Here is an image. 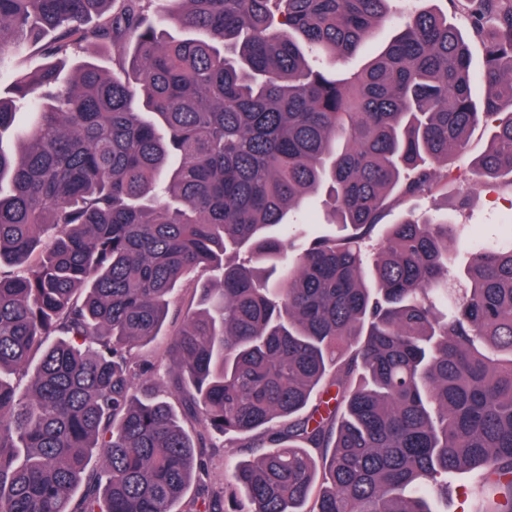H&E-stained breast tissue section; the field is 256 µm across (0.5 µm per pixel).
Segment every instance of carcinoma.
Segmentation results:
<instances>
[{
    "mask_svg": "<svg viewBox=\"0 0 512 512\" xmlns=\"http://www.w3.org/2000/svg\"><path fill=\"white\" fill-rule=\"evenodd\" d=\"M400 2L0 0V512H433L464 472L512 512V236L386 223L481 124L472 181L512 191V0H450L479 99L448 14ZM180 291L162 390L131 351ZM217 435L253 459L188 499ZM390 32V27L388 24L382 25L376 28L371 36L367 39L363 47L359 50V52L349 60V67H360L363 65L375 52L381 42L385 39V37ZM303 218L310 230L331 232L335 229L332 224H326L325 211L319 202L310 201L304 210Z\"/></svg>",
    "mask_w": 512,
    "mask_h": 512,
    "instance_id": "cac0c4a2",
    "label": "carcinoma"
}]
</instances>
